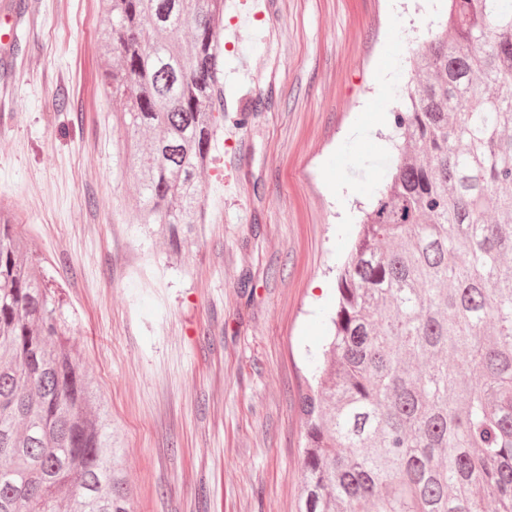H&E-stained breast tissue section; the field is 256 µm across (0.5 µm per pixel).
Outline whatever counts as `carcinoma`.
I'll use <instances>...</instances> for the list:
<instances>
[{"mask_svg":"<svg viewBox=\"0 0 512 512\" xmlns=\"http://www.w3.org/2000/svg\"><path fill=\"white\" fill-rule=\"evenodd\" d=\"M135 211L178 249L224 125V0H101ZM192 32L186 51L178 34ZM300 393V512H512V0H448ZM494 210L495 219L487 218ZM0 208V512H132L59 302Z\"/></svg>","mask_w":512,"mask_h":512,"instance_id":"cac0c4a2","label":"carcinoma"}]
</instances>
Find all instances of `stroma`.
Returning a JSON list of instances; mask_svg holds the SVG:
<instances>
[{"instance_id":"1","label":"stroma","mask_w":512,"mask_h":512,"mask_svg":"<svg viewBox=\"0 0 512 512\" xmlns=\"http://www.w3.org/2000/svg\"><path fill=\"white\" fill-rule=\"evenodd\" d=\"M11 2L0 49V204L64 304L122 440L135 512H298V390L333 268L393 152L409 50L445 0H224V110L205 231L173 253L136 224L102 92L98 0ZM248 116L246 125L233 115Z\"/></svg>"}]
</instances>
